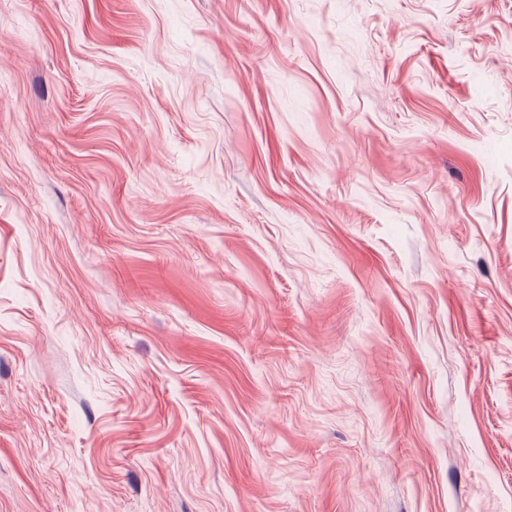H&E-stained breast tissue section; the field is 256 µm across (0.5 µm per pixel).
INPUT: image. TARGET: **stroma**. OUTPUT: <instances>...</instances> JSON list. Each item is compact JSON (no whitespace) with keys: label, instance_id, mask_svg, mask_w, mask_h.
Wrapping results in <instances>:
<instances>
[{"label":"stroma","instance_id":"35a3bbf8","mask_svg":"<svg viewBox=\"0 0 512 512\" xmlns=\"http://www.w3.org/2000/svg\"><path fill=\"white\" fill-rule=\"evenodd\" d=\"M0 512H512V0H0Z\"/></svg>","mask_w":512,"mask_h":512}]
</instances>
